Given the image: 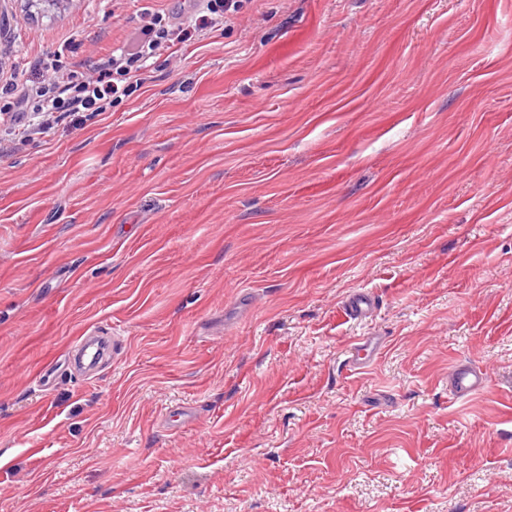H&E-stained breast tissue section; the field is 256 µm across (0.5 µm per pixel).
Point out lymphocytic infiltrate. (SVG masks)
Wrapping results in <instances>:
<instances>
[{
  "instance_id": "obj_1",
  "label": "lymphocytic infiltrate",
  "mask_w": 512,
  "mask_h": 512,
  "mask_svg": "<svg viewBox=\"0 0 512 512\" xmlns=\"http://www.w3.org/2000/svg\"><path fill=\"white\" fill-rule=\"evenodd\" d=\"M177 15L144 9L143 21L130 37L104 58L87 62L85 72H63L47 65L39 77L14 80L0 87L7 101L0 106V124L23 134L48 132L59 118L78 112L98 114L113 100L127 95L157 56L205 31H217L241 8L242 0H206L197 12V0Z\"/></svg>"
}]
</instances>
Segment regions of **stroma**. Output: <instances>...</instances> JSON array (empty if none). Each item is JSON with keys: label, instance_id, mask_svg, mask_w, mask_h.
I'll use <instances>...</instances> for the list:
<instances>
[{"label": "stroma", "instance_id": "stroma-1", "mask_svg": "<svg viewBox=\"0 0 512 512\" xmlns=\"http://www.w3.org/2000/svg\"><path fill=\"white\" fill-rule=\"evenodd\" d=\"M145 7L182 2L0 0V87ZM4 145L0 512H512V0H244ZM461 361L489 382L456 399ZM377 306L375 298L368 292L353 291L342 302V309L349 321L363 322L373 316ZM110 344L109 336L96 331H85L70 344L66 356L67 368H73L74 374L83 379H95L103 364L104 351ZM382 348V336L377 332L369 333L359 339L349 350L347 364L350 370H360L374 361Z\"/></svg>", "mask_w": 512, "mask_h": 512}]
</instances>
